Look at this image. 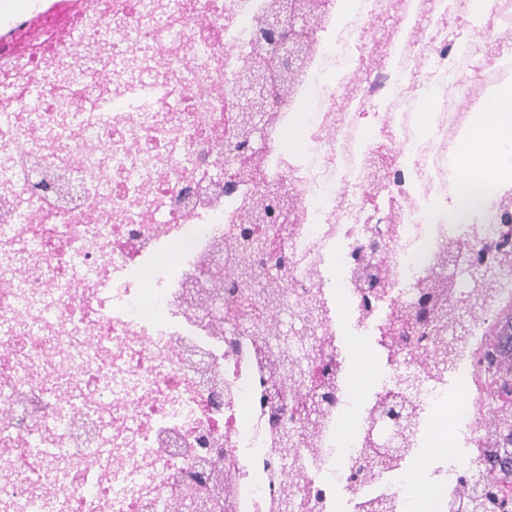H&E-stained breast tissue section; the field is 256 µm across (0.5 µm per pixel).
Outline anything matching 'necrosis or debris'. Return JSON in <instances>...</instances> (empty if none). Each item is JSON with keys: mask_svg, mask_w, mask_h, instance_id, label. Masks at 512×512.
Here are the masks:
<instances>
[{"mask_svg": "<svg viewBox=\"0 0 512 512\" xmlns=\"http://www.w3.org/2000/svg\"><path fill=\"white\" fill-rule=\"evenodd\" d=\"M275 0H34L0 16V512H162V494L204 493L202 462L234 477L214 512H415L409 486L447 512L461 474L482 469L486 406L471 359L512 301V269L467 323L446 370L429 371L387 329L443 255L484 251L508 228L512 184L485 163L448 166L474 132L487 71L512 72V0H330L314 55L272 99L261 168L294 199L268 229L286 264L252 261L234 304L270 270L279 305L315 308L316 354L338 359L337 400L318 424L253 373L296 344L232 335L187 297L235 262L257 187L225 179L226 106ZM111 59L69 76L85 39ZM358 342L387 383L414 378L409 464L351 481L378 401L357 389Z\"/></svg>", "mask_w": 512, "mask_h": 512, "instance_id": "obj_1", "label": "necrosis or debris"}]
</instances>
